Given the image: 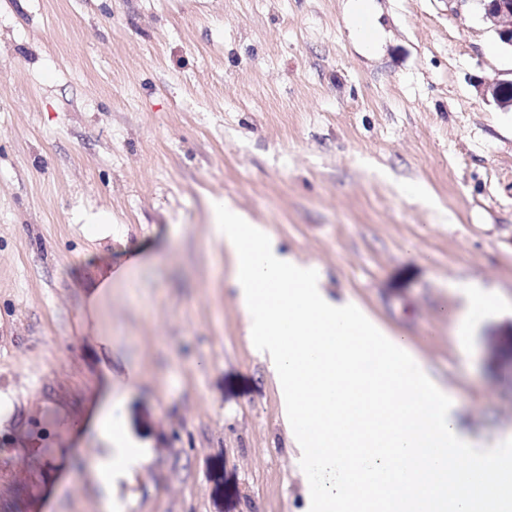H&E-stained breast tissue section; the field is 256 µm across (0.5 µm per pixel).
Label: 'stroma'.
<instances>
[{
  "label": "stroma",
  "mask_w": 512,
  "mask_h": 512,
  "mask_svg": "<svg viewBox=\"0 0 512 512\" xmlns=\"http://www.w3.org/2000/svg\"><path fill=\"white\" fill-rule=\"evenodd\" d=\"M349 2L0 0V512H99L108 389L123 512H305L212 195L404 337L473 446L512 436V108L479 92L512 50L472 0H374L366 49ZM120 407L119 401H112L111 390L99 407L90 431L91 437L102 442L107 448L105 457L89 462V476L98 486L99 506L102 512L119 511L111 488L113 480L133 476L147 461L139 444L117 424L115 413Z\"/></svg>",
  "instance_id": "35a3bbf8"
}]
</instances>
